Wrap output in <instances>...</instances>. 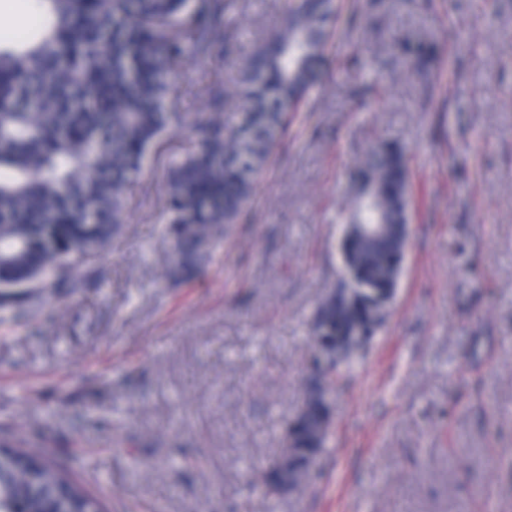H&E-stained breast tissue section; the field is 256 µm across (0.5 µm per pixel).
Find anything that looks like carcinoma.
<instances>
[{
  "label": "carcinoma",
  "mask_w": 512,
  "mask_h": 512,
  "mask_svg": "<svg viewBox=\"0 0 512 512\" xmlns=\"http://www.w3.org/2000/svg\"><path fill=\"white\" fill-rule=\"evenodd\" d=\"M20 32L0 35V305L26 319L24 304L53 289L85 288L76 272L112 242L124 223L126 191L161 156L174 113L167 76L197 60H228L237 50L231 0H34ZM340 0H289L282 25L238 65L234 85L216 78L201 94L208 111L192 124L194 143L168 167L165 223L175 262L167 278L197 276L217 242L238 223L277 144L305 111L319 65L342 14ZM239 111L229 118L230 102ZM349 224H404L416 194L406 153L371 147L351 174ZM355 269L350 305L322 303L318 335L352 350L351 328L372 335L396 287L390 239L346 243ZM323 405L305 403L309 430ZM312 442L295 443L309 468ZM9 477L0 512H43L56 493L77 512L101 503L52 461L27 448L7 450Z\"/></svg>",
  "instance_id": "obj_1"
}]
</instances>
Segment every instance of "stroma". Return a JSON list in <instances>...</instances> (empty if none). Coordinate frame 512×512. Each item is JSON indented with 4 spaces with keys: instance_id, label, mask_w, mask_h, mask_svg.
<instances>
[{
    "instance_id": "35a3bbf8",
    "label": "stroma",
    "mask_w": 512,
    "mask_h": 512,
    "mask_svg": "<svg viewBox=\"0 0 512 512\" xmlns=\"http://www.w3.org/2000/svg\"><path fill=\"white\" fill-rule=\"evenodd\" d=\"M241 54L286 0H232ZM312 111L202 273L165 279V169H148L84 288L0 309V440L79 476L110 512H512V0H345ZM428 43L434 68L406 60ZM231 62L173 78L176 109ZM405 147L419 194L390 316L330 391L315 476L257 483L309 376L337 282L347 174Z\"/></svg>"
}]
</instances>
